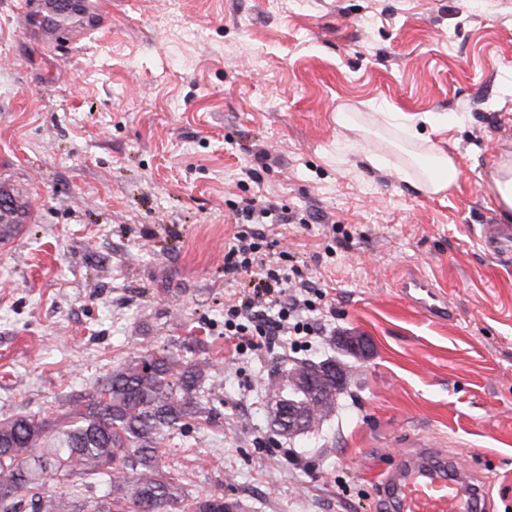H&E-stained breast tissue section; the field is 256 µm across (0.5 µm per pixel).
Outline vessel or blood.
Instances as JSON below:
<instances>
[{"instance_id": "b4317fda", "label": "vessel or blood", "mask_w": 512, "mask_h": 512, "mask_svg": "<svg viewBox=\"0 0 512 512\" xmlns=\"http://www.w3.org/2000/svg\"><path fill=\"white\" fill-rule=\"evenodd\" d=\"M55 13L58 24L68 28L78 25L96 31L106 23L103 0H58ZM483 238L500 254H512V226L485 225ZM406 294L412 301L423 303L431 316L448 313L447 305L431 303L433 291L423 281L410 282ZM407 445L411 454L402 457L382 482L383 496L392 512H481L485 491L459 479L457 461L438 457L431 451L430 441L424 439L408 440Z\"/></svg>"}]
</instances>
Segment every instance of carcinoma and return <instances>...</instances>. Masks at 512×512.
<instances>
[{
	"label": "carcinoma",
	"instance_id": "obj_1",
	"mask_svg": "<svg viewBox=\"0 0 512 512\" xmlns=\"http://www.w3.org/2000/svg\"><path fill=\"white\" fill-rule=\"evenodd\" d=\"M0 193V223L11 231L13 203ZM302 374L329 380L327 410L336 407V365L303 362ZM202 371L170 355H144L112 369L97 395L53 434L45 420L24 414L0 419V512H17L31 493V512H230L224 496H189L179 475L159 461L158 447L172 432L202 419L197 396ZM288 395L275 402L274 425L292 434ZM80 475L101 494L81 500L45 491L44 475Z\"/></svg>",
	"mask_w": 512,
	"mask_h": 512
}]
</instances>
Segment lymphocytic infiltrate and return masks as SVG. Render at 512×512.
I'll return each instance as SVG.
<instances>
[{
    "label": "lymphocytic infiltrate",
    "instance_id": "f902f5d3",
    "mask_svg": "<svg viewBox=\"0 0 512 512\" xmlns=\"http://www.w3.org/2000/svg\"><path fill=\"white\" fill-rule=\"evenodd\" d=\"M233 215L237 230L224 249V273L250 274L255 285L225 305V335L235 339L239 353L274 344L293 350L302 347L306 338L320 331L313 313L326 292L311 279L308 267L277 265L262 258L267 244L263 224L273 218L288 224L291 215L273 203L253 200L235 206Z\"/></svg>",
    "mask_w": 512,
    "mask_h": 512
}]
</instances>
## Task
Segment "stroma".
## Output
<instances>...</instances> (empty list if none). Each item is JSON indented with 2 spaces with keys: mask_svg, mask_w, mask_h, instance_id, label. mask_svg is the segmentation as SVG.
<instances>
[{
  "mask_svg": "<svg viewBox=\"0 0 512 512\" xmlns=\"http://www.w3.org/2000/svg\"><path fill=\"white\" fill-rule=\"evenodd\" d=\"M17 2L0 0V190L24 209L0 238V419L55 421L119 363L170 353L199 365L211 409L158 448L186 493L384 512V476L424 437L512 512V257L481 242L512 169V0H111V30L80 38ZM398 115L418 119L408 152L453 158L449 190L412 180ZM249 198L314 215L264 231L328 295L308 347L236 359L224 245ZM413 274L448 320L406 298ZM325 359L335 411L283 434L279 369Z\"/></svg>",
  "mask_w": 512,
  "mask_h": 512,
  "instance_id": "stroma-1",
  "label": "stroma"
}]
</instances>
